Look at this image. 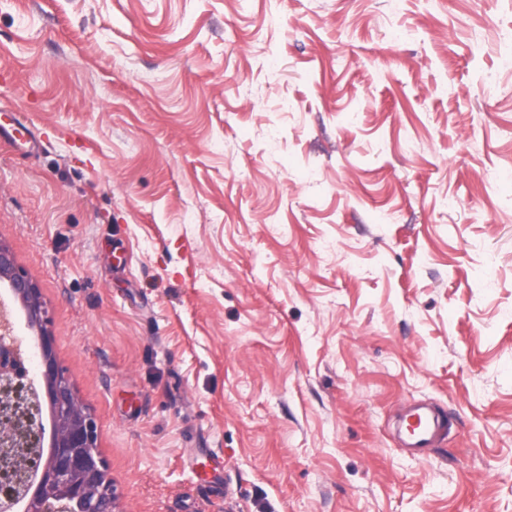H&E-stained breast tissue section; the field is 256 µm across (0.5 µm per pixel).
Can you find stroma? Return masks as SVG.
<instances>
[{
  "mask_svg": "<svg viewBox=\"0 0 512 512\" xmlns=\"http://www.w3.org/2000/svg\"><path fill=\"white\" fill-rule=\"evenodd\" d=\"M511 38L512 0H0L40 139L0 241L120 512H512ZM406 418L413 420L414 426L411 431H407L404 446L414 455H421L437 439L444 426V419L423 405L410 407Z\"/></svg>",
  "mask_w": 512,
  "mask_h": 512,
  "instance_id": "35a3bbf8",
  "label": "stroma"
}]
</instances>
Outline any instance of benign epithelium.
<instances>
[{"label":"benign epithelium","instance_id":"7a95c632","mask_svg":"<svg viewBox=\"0 0 512 512\" xmlns=\"http://www.w3.org/2000/svg\"><path fill=\"white\" fill-rule=\"evenodd\" d=\"M2 283L23 305L27 327L37 330V376L51 403L49 432L53 465L36 473V482L43 485L42 496H30L26 490L18 495L25 500L23 512H55L52 503L62 500L67 505L60 512H72L68 502L73 499L79 504L78 512H116L118 495L115 487L107 483L108 463L97 449L98 422L77 400L55 355L46 310L42 308L35 313L29 307V301L39 294L38 286L18 264L11 248L0 243ZM25 374L8 356H0L1 378L9 381Z\"/></svg>","mask_w":512,"mask_h":512}]
</instances>
